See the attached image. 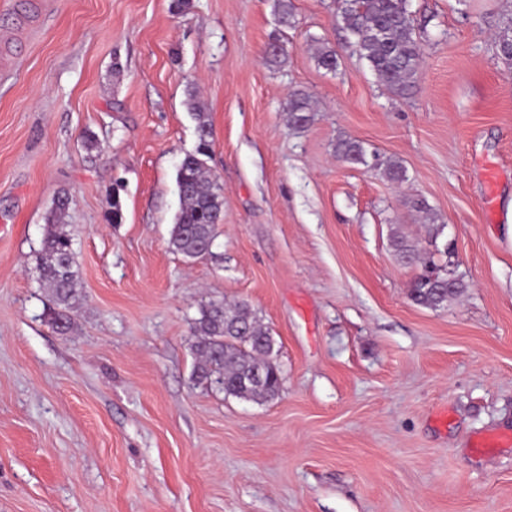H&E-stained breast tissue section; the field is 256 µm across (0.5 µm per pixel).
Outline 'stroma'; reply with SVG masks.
<instances>
[{
	"label": "stroma",
	"instance_id": "1",
	"mask_svg": "<svg viewBox=\"0 0 512 512\" xmlns=\"http://www.w3.org/2000/svg\"><path fill=\"white\" fill-rule=\"evenodd\" d=\"M35 3L0 27V512H512V72L495 48L512 0H410L408 98L352 52L333 0H293L285 24L275 0ZM297 89L315 106L300 130ZM192 95L224 209L189 261L169 237ZM341 138L407 182L342 162ZM62 194L66 335L37 267ZM409 194L467 284L441 308L409 300L420 268L390 246L397 229L436 253ZM211 301L269 328L277 398L195 382L190 328ZM287 109L291 124L294 127H303L312 112V98L308 93L297 90L288 99ZM404 205L410 211L421 215L424 218L425 222L431 225L433 237L437 239V237L442 232V225L436 224L437 216L434 213L431 206L429 205L428 201L420 195H413L405 199Z\"/></svg>",
	"mask_w": 512,
	"mask_h": 512
}]
</instances>
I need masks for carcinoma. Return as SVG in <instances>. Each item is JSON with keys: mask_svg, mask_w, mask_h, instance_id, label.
I'll list each match as a JSON object with an SVG mask.
<instances>
[{"mask_svg": "<svg viewBox=\"0 0 512 512\" xmlns=\"http://www.w3.org/2000/svg\"><path fill=\"white\" fill-rule=\"evenodd\" d=\"M336 21L347 33L359 59L367 63L390 93L401 98L412 94L423 50L411 22L409 0H338ZM496 45L499 56L511 63L512 19L502 27ZM315 58L318 66L327 70L337 66L336 50L326 42L317 47ZM188 106L195 112L198 145L179 163L177 186L181 206L170 231L169 243L175 252L196 259L211 251L224 197L222 187L207 168L211 149L207 114L198 107L193 95ZM287 109L291 124L303 127L312 112V98L297 90L288 99ZM335 152L344 161L375 170L392 183L407 180V171L401 162L381 161L376 154H368L359 141L340 139L336 142ZM404 205L431 225L433 237L441 234L442 225L437 223V216L424 197L410 196ZM67 208V198L59 197L48 218L38 262L40 278L48 286L53 303L46 314L47 322L62 335L72 329L71 312L77 297L72 239L62 230ZM391 245L401 263L412 265L418 261L415 246L403 233L393 232ZM430 271L441 280L453 279V283L449 287L433 289L416 279L409 294L416 305L443 307L448 299L467 288V284L450 270L443 273L432 264ZM192 338L196 356L194 375L198 382L246 400L267 401L279 395L281 371L275 360V341L247 303L227 306L222 302H211L202 306L200 317L192 323Z\"/></svg>", "mask_w": 512, "mask_h": 512, "instance_id": "cac0c4a2", "label": "carcinoma"}]
</instances>
